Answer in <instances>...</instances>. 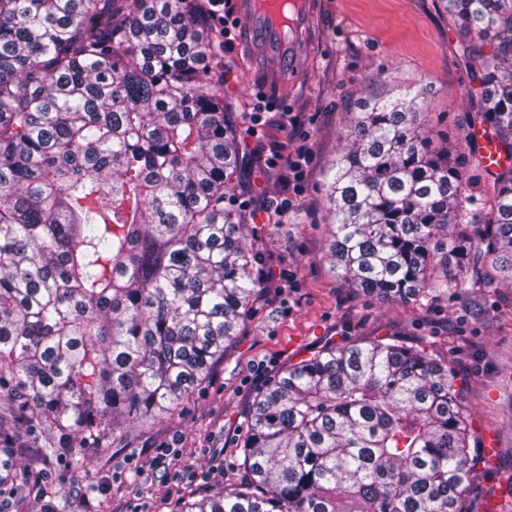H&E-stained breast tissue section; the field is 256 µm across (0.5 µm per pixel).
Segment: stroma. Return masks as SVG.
Returning a JSON list of instances; mask_svg holds the SVG:
<instances>
[{"mask_svg": "<svg viewBox=\"0 0 512 512\" xmlns=\"http://www.w3.org/2000/svg\"><path fill=\"white\" fill-rule=\"evenodd\" d=\"M243 38L239 27L224 42V95L247 107L266 85L261 67L245 58ZM465 42L438 0H318L298 73L276 95L296 112V126L245 138L249 150L269 151L308 135L313 161L305 191L283 217L266 211L267 201L285 192L282 171L260 166L249 175L255 219L247 243L261 292L238 336L203 387L171 417L132 426L80 467L63 454L46 466L27 459L26 473L42 475L43 483L12 512H44L48 503L69 504L71 512H133L140 503L150 512H177L183 499L201 492L178 481L179 471H214L215 487L240 479L238 448L252 402L288 364L328 345L381 338L417 346L453 366L470 416L472 455L480 463L476 500L512 483V288L382 303L349 288L325 258L324 188L340 134L359 102L383 85L400 93L424 81L434 129L464 146L467 92L480 80ZM285 262L297 269L299 288L280 287ZM174 434L182 438V457L154 464L155 446Z\"/></svg>", "mask_w": 512, "mask_h": 512, "instance_id": "35a3bbf8", "label": "stroma"}]
</instances>
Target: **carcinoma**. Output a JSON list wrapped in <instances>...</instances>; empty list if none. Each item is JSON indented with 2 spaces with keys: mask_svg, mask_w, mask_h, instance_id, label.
<instances>
[{
  "mask_svg": "<svg viewBox=\"0 0 512 512\" xmlns=\"http://www.w3.org/2000/svg\"><path fill=\"white\" fill-rule=\"evenodd\" d=\"M477 35L469 93L506 163L473 209L466 156L430 134L424 88L363 105L326 190L327 259L409 303L512 286V0H442ZM224 100L207 0H0V401L4 429L84 464L171 415L258 295L242 202L255 155ZM448 362L396 340L328 347L254 399L241 480L180 512H480L471 424ZM25 447L0 448V483Z\"/></svg>",
  "mask_w": 512,
  "mask_h": 512,
  "instance_id": "1",
  "label": "carcinoma"
}]
</instances>
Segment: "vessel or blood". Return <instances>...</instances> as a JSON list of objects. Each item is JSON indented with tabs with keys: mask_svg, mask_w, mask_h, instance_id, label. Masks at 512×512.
<instances>
[{
	"mask_svg": "<svg viewBox=\"0 0 512 512\" xmlns=\"http://www.w3.org/2000/svg\"><path fill=\"white\" fill-rule=\"evenodd\" d=\"M313 11V0H297L282 8L278 0H234V14L241 20L249 46L265 58L269 79H282L297 53L292 43L295 31L305 27Z\"/></svg>",
	"mask_w": 512,
	"mask_h": 512,
	"instance_id": "obj_1",
	"label": "vessel or blood"
}]
</instances>
